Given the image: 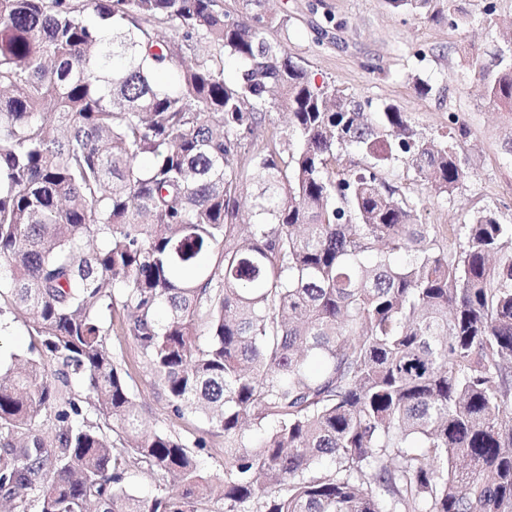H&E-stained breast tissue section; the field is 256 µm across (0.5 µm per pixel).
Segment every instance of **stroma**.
Listing matches in <instances>:
<instances>
[{
	"instance_id": "1",
	"label": "stroma",
	"mask_w": 512,
	"mask_h": 512,
	"mask_svg": "<svg viewBox=\"0 0 512 512\" xmlns=\"http://www.w3.org/2000/svg\"><path fill=\"white\" fill-rule=\"evenodd\" d=\"M469 23L449 27L443 17L448 0H431L428 15L398 16L386 0H266V14L289 18L287 29L271 27L268 36L287 43L290 55L316 83L370 100L373 109L395 105L421 136L442 141L455 124L467 127L457 150L468 171L452 192L430 190L405 158L391 161L382 176L417 208L420 223L430 225L440 243L448 227L467 221L477 210L494 211L512 224V114L497 111L481 96L469 71L471 47L484 45L488 34L480 21L483 0H462ZM428 93H420L419 84ZM37 343L31 322L12 315L0 327V364L29 354ZM122 348L129 384L149 426L202 440L196 455L213 480L224 477V436L196 416L176 417L150 372L134 359L130 339L114 336Z\"/></svg>"
}]
</instances>
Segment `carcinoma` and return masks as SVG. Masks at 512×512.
I'll list each match as a JSON object with an SVG mask.
<instances>
[{
    "mask_svg": "<svg viewBox=\"0 0 512 512\" xmlns=\"http://www.w3.org/2000/svg\"><path fill=\"white\" fill-rule=\"evenodd\" d=\"M242 6L0 0V317L38 336L0 372V493L11 512L32 491L39 512H512V224L483 210L440 246L381 171L405 157L449 192L454 144L312 82L267 37L288 16ZM482 21L512 27L498 0ZM471 67L512 112V46ZM273 111L288 133L257 147ZM348 147L368 165L337 168ZM106 311L175 415L224 434L223 481L200 441L147 428ZM136 466L175 492L135 495ZM168 33L175 40L185 44V57L188 60L216 55L217 50L204 39L194 37L192 40H185L182 31L173 27L168 29Z\"/></svg>",
    "mask_w": 512,
    "mask_h": 512,
    "instance_id": "cac0c4a2",
    "label": "carcinoma"
}]
</instances>
